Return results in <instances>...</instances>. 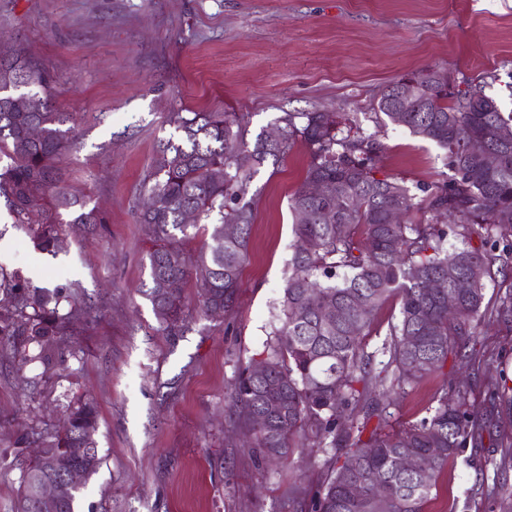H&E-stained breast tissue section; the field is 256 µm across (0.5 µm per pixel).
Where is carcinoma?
<instances>
[{"instance_id": "obj_1", "label": "carcinoma", "mask_w": 512, "mask_h": 512, "mask_svg": "<svg viewBox=\"0 0 512 512\" xmlns=\"http://www.w3.org/2000/svg\"><path fill=\"white\" fill-rule=\"evenodd\" d=\"M435 70L411 72L391 81L378 104L393 124L445 150L448 179L421 188L419 198L404 181L376 177L377 144L333 112H287L278 119L280 136L262 132L248 139L236 112H174L177 136L160 144L144 191L153 205L137 210L138 223L152 242L149 285L143 290L166 331L184 321L182 288L190 274L201 282L198 311L231 313L239 298L241 273L255 214L247 199L258 168L277 162L295 145L308 153L301 184L288 200L297 240L312 247L295 250L288 260L277 313L257 376L252 364L239 369L226 407L240 431L269 460L287 456L305 443L329 450L324 477L312 498V512H425L448 460L482 442L503 397L488 388L485 411L468 409L460 385L455 396L443 392L419 421L398 431L381 425V394L402 390L442 367L448 355L463 350L478 335L485 317V280L512 255V114L477 89L462 90L433 79ZM416 81L420 97L398 111L397 86ZM0 201L23 227L34 249L53 253L65 224H104L87 202L58 187L61 155L76 145L68 116L48 106L51 76L20 50L0 52ZM479 144L498 156L490 169L472 151ZM328 193L310 194L314 183ZM400 222L387 220L391 209ZM202 226L205 239L188 252L182 241ZM464 245L445 247L448 234ZM478 239L480 246L471 245ZM481 276L466 288L454 287L471 267ZM443 287L430 290L427 281ZM0 357L27 359L31 344L42 347L51 365L55 349L73 335L72 323L94 317L68 286L46 293L0 268ZM456 312L448 316V295ZM390 298L399 316L388 324L381 351L389 354L391 375L374 368L365 337L375 331V314ZM407 336L419 338L414 349ZM96 403L74 395L62 406L53 430L32 427L15 447L39 445L53 452L58 467L81 466L97 473L101 458L86 460L89 431H97ZM410 454L416 470L404 472L396 459ZM44 470L29 461L20 466L17 512H41L34 497Z\"/></svg>"}]
</instances>
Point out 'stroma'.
<instances>
[{
    "instance_id": "1",
    "label": "stroma",
    "mask_w": 512,
    "mask_h": 512,
    "mask_svg": "<svg viewBox=\"0 0 512 512\" xmlns=\"http://www.w3.org/2000/svg\"><path fill=\"white\" fill-rule=\"evenodd\" d=\"M15 48L52 76L53 109L78 136L63 178L107 222L93 234L65 225L61 249L41 254L0 207V268L36 287L74 285L95 316L77 330L78 354L52 369L0 359V512L18 504L16 437L32 420L52 423L57 400L77 389L98 405L103 459L78 512H293L311 497L300 478L317 482L324 453L262 463L224 400L239 366L262 356L307 153L295 147L250 183L255 221L235 311H192L166 333L141 292L150 243L137 207L174 133L169 115L238 112L254 136L287 112H336L380 143L379 176L445 180L444 150L378 126V101L395 78L435 68L512 111V0H0V49ZM469 355L478 411L487 378L512 388V320L495 319ZM458 374L450 361L406 388L386 424L414 423ZM493 424L491 440L443 470L426 512H512V400Z\"/></svg>"
}]
</instances>
